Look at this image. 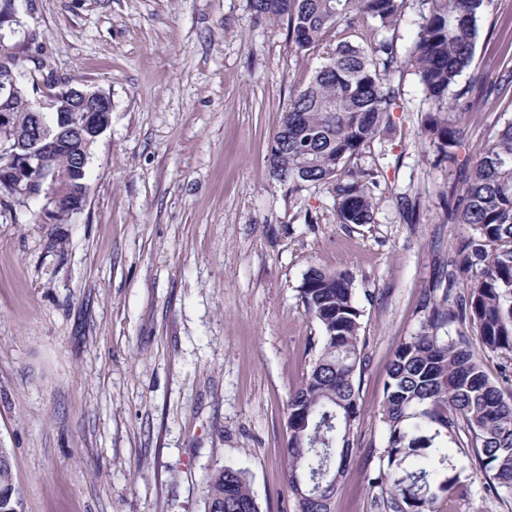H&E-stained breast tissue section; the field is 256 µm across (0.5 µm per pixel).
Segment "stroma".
<instances>
[{
	"label": "stroma",
	"mask_w": 512,
	"mask_h": 512,
	"mask_svg": "<svg viewBox=\"0 0 512 512\" xmlns=\"http://www.w3.org/2000/svg\"><path fill=\"white\" fill-rule=\"evenodd\" d=\"M7 36L24 73L112 99L84 209L45 224L0 206V448L22 512H205L213 469L243 470L261 512H295L287 401L318 349L309 266L350 271L363 311L360 412L331 512H382L371 483L396 346L453 268L440 194L456 173L420 139L418 79L394 73V129L365 150L374 221H336L330 186L269 174L272 136L324 62L250 0H24ZM512 0H486L460 77V159L512 122Z\"/></svg>",
	"instance_id": "stroma-1"
}]
</instances>
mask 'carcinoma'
Segmentation results:
<instances>
[{
    "label": "carcinoma",
    "mask_w": 512,
    "mask_h": 512,
    "mask_svg": "<svg viewBox=\"0 0 512 512\" xmlns=\"http://www.w3.org/2000/svg\"><path fill=\"white\" fill-rule=\"evenodd\" d=\"M407 0H253L254 11L286 23L289 39L309 50L332 31L363 19L381 38L369 47L340 40L326 62L283 112L270 144V173L296 189L305 183L332 186L340 224L373 222L371 173L354 165L383 139L398 90L392 73L411 66L430 105L425 144L452 165L463 132L448 113L469 109L467 91L456 89L474 59L485 0H424L412 19L405 55L387 33L402 20ZM27 153L29 142L0 129V145ZM448 222L469 234L454 246L455 268L477 271L466 288L429 292L419 333L400 343L387 369L381 405L386 433L378 473L388 512H452V503L473 480L488 497L512 496V396L490 380L481 360L462 339L441 335L448 324L467 321L483 349L512 369V122L495 134L483 155L459 167L458 183L441 193ZM301 299L322 330L321 345L302 383L289 395L287 483L296 512H330L349 465L359 414L357 375L363 370L354 278L311 266ZM474 457L465 472L456 453ZM207 512H260L246 473L230 465L213 471L206 487ZM21 509L11 450L0 448V512Z\"/></svg>",
    "instance_id": "1"
}]
</instances>
